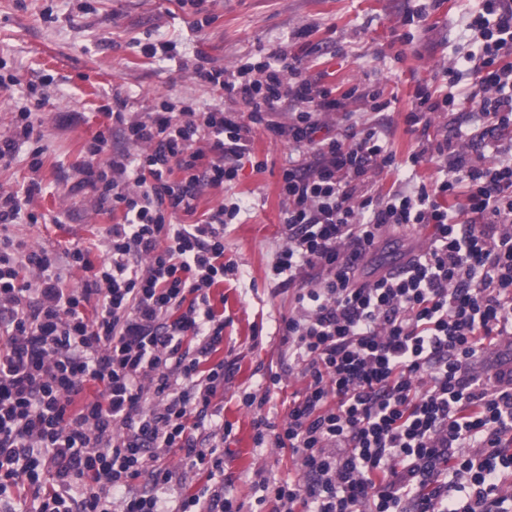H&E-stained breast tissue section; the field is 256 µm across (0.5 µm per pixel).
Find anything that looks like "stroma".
<instances>
[{
	"instance_id": "stroma-1",
	"label": "stroma",
	"mask_w": 512,
	"mask_h": 512,
	"mask_svg": "<svg viewBox=\"0 0 512 512\" xmlns=\"http://www.w3.org/2000/svg\"><path fill=\"white\" fill-rule=\"evenodd\" d=\"M48 6L55 22L41 18ZM206 7L213 21L198 33L192 15L176 0H0V61L5 74L15 78L8 89L0 88V138L12 131L18 101L32 92L45 99L35 116L44 148L41 170L31 172L26 145L9 166L0 167V188L22 190L33 178L40 183L28 206L37 223L16 224L9 232L32 248L54 252L66 266L68 284L83 281L82 272L66 265L68 248L88 249L93 261H101L112 222L96 210L91 182L78 173L85 147L98 132H110L111 151L126 148L120 134L111 133L102 105L117 94L128 112L140 115L152 111L160 97L199 108L220 102V91L193 75L200 54L231 70L282 50L302 77L319 84L343 92L377 86L391 101L387 110L372 111L363 101L348 105L380 130L396 154L397 170L371 173L369 188L384 193L395 184L413 188L439 176L436 163L413 166L408 157L427 140L454 136L455 124L448 113L434 112L426 131L413 132L405 117L416 83L447 90L443 70L449 61L476 51L467 28L475 0H208ZM149 37L177 41L179 55L143 57L136 43ZM250 148L234 184L205 189L195 213L178 215L177 221H202L222 203L241 206L237 223L224 229V258L238 271L211 290L226 320L219 354L236 363L224 386V421L232 428L224 444V491L241 503L242 512H272L273 503L256 504L257 482H301L305 475L289 449L272 441L255 444L253 413L241 396L264 388L269 373H278L281 381L270 406L282 414L292 394L306 385L274 333L276 323L293 312L294 291L271 272L285 243L280 171L299 154L262 128L254 132ZM258 160L265 161L264 169L255 168ZM426 242L423 231L385 233L367 259L366 275L401 265Z\"/></svg>"
}]
</instances>
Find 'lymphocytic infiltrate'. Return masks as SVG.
Segmentation results:
<instances>
[{"mask_svg": "<svg viewBox=\"0 0 512 512\" xmlns=\"http://www.w3.org/2000/svg\"><path fill=\"white\" fill-rule=\"evenodd\" d=\"M469 28L479 52L452 61L451 87L417 86L406 116L470 107V129L409 157L445 175L408 193L366 190L368 175L397 169L373 127H359L351 99L389 101L373 86L342 94L287 79L286 53L227 70L199 57L196 79L243 103L156 102L130 115L113 96L105 114L136 155L108 153L98 132L83 168L100 211L120 214L106 256L80 247L85 272L67 286L47 250L8 236L29 197L0 189V512H241L224 494L231 434L216 398L234 372L213 361L225 321L211 298L234 263L224 229L240 212L220 204L193 213L207 188L237 177L252 133L303 145L306 163L283 169L286 242L273 277L295 288L280 344L306 380L281 422L262 409L270 393L244 394L256 409L254 441L274 439L300 460L305 482L261 481L259 503L279 512H512V369L488 376L484 351L512 337V0H482ZM294 107L274 121L279 103ZM337 115L345 135H323ZM430 232L400 275L357 273L389 228ZM179 449L208 484L182 490L162 465Z\"/></svg>", "mask_w": 512, "mask_h": 512, "instance_id": "obj_1", "label": "lymphocytic infiltrate"}]
</instances>
